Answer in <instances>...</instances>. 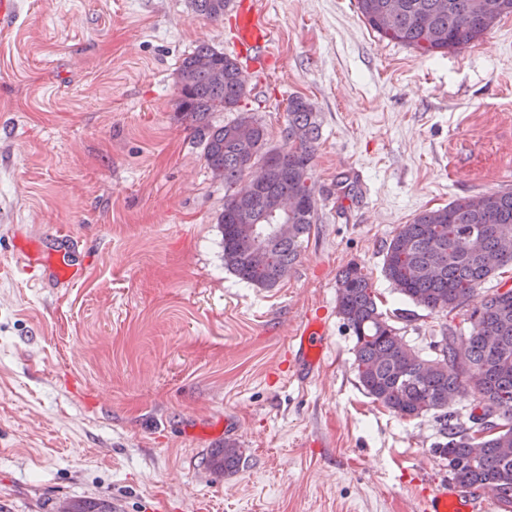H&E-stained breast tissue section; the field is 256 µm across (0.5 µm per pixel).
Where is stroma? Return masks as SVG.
I'll return each mask as SVG.
<instances>
[{
	"label": "stroma",
	"instance_id": "obj_1",
	"mask_svg": "<svg viewBox=\"0 0 512 512\" xmlns=\"http://www.w3.org/2000/svg\"><path fill=\"white\" fill-rule=\"evenodd\" d=\"M0 36V512L109 498L120 512H418L450 481L434 414L371 398L337 278L363 266L379 309L423 348L451 315L382 271L399 225L512 188V16L426 57L380 38L357 0H258L274 57L240 110L283 143L291 97L320 125L318 220L272 289L224 267V184L176 111L197 45L234 51L235 10L191 0H17ZM67 237L81 281L41 269ZM322 318L319 372L292 377L296 324ZM232 440L234 472L210 469Z\"/></svg>",
	"mask_w": 512,
	"mask_h": 512
}]
</instances>
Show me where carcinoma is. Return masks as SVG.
Listing matches in <instances>:
<instances>
[{"label": "carcinoma", "mask_w": 512, "mask_h": 512, "mask_svg": "<svg viewBox=\"0 0 512 512\" xmlns=\"http://www.w3.org/2000/svg\"><path fill=\"white\" fill-rule=\"evenodd\" d=\"M358 0L366 23L381 37L423 55L447 54L478 41L496 20L512 15V0ZM230 0H193L207 19L224 16ZM178 111L200 142L212 177L224 182V210L218 217L224 266L240 280L276 287L298 258L301 238L316 223L318 203L310 179L320 125L301 97L288 102L284 143L267 146L265 126L249 112L213 125L216 109L235 111L246 96L236 58L202 43L176 70ZM282 156L267 182L243 193L244 163H266ZM295 208L274 216L275 199ZM472 234L483 238L479 252L467 249ZM512 266V190L483 194V205L456 200L417 214L385 245L383 272L404 298L431 312L467 317L466 367L412 347L379 311L369 277L357 263L338 280V313L356 337L355 361L361 386L375 401L402 418L434 412L443 437L434 452L448 460L453 480L465 488L492 492L512 507V293L484 291L497 272ZM456 330L440 328L429 349L447 353ZM471 389L488 415L490 434L475 441L474 430L448 410V393ZM242 457L236 443L224 442L210 464L234 470ZM69 512H112L108 500H71Z\"/></svg>", "instance_id": "obj_1"}]
</instances>
